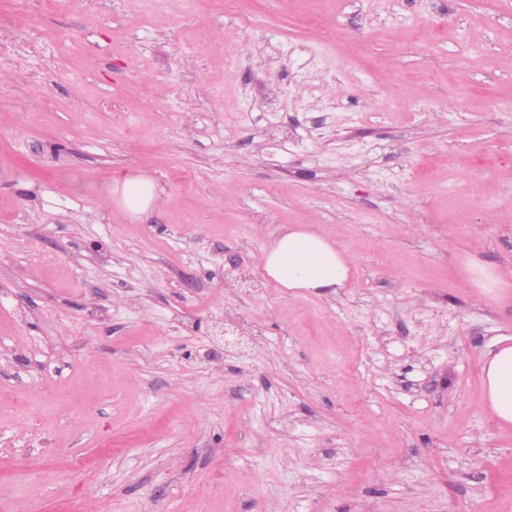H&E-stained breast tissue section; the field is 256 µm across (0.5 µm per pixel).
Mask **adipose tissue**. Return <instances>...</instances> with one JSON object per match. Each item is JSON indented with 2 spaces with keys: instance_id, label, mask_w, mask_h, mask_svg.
Here are the masks:
<instances>
[{
  "instance_id": "obj_1",
  "label": "adipose tissue",
  "mask_w": 512,
  "mask_h": 512,
  "mask_svg": "<svg viewBox=\"0 0 512 512\" xmlns=\"http://www.w3.org/2000/svg\"><path fill=\"white\" fill-rule=\"evenodd\" d=\"M118 205L130 217L153 211L161 190L150 177L125 175L117 179ZM262 268L280 287L291 291L340 288L347 281L348 254L326 238L295 224L285 228L264 253ZM485 400L500 427L512 426V336H499L482 360Z\"/></svg>"
}]
</instances>
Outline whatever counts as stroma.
<instances>
[{
    "instance_id": "1",
    "label": "stroma",
    "mask_w": 512,
    "mask_h": 512,
    "mask_svg": "<svg viewBox=\"0 0 512 512\" xmlns=\"http://www.w3.org/2000/svg\"><path fill=\"white\" fill-rule=\"evenodd\" d=\"M503 334L512 0H0V512H512ZM114 193H120L118 205L121 210L136 219L156 208L161 189L150 177L125 175L116 180ZM262 268L277 285L289 291L342 288L351 261L348 254L306 225H288L263 254ZM467 280L474 288L483 292H492L495 288H508L509 284L500 272L478 261H472L466 267ZM485 400L500 427L512 426V336L501 335L482 360Z\"/></svg>"
}]
</instances>
